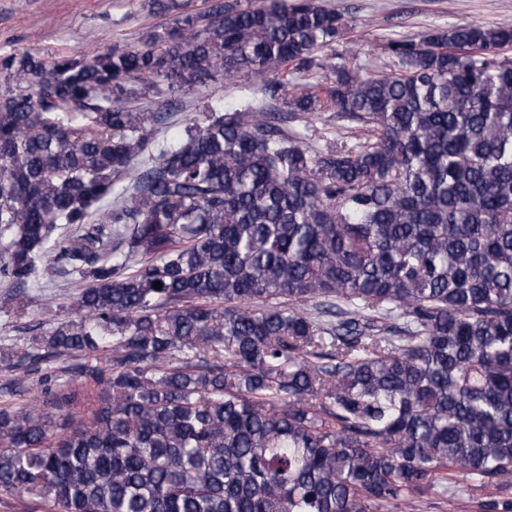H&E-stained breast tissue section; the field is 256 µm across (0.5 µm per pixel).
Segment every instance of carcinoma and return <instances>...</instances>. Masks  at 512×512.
<instances>
[{
	"label": "carcinoma",
	"instance_id": "cac0c4a2",
	"mask_svg": "<svg viewBox=\"0 0 512 512\" xmlns=\"http://www.w3.org/2000/svg\"><path fill=\"white\" fill-rule=\"evenodd\" d=\"M152 8L134 45L0 54V283L17 317L82 283L0 350L37 388L0 408V494L399 512L467 476L512 512V24L390 39L378 73L323 62L349 21L322 0ZM224 76L261 81L158 140L156 103ZM74 288H78L74 277H55L54 284L48 283L45 288L33 292L27 316L15 322V319L7 316L3 313V308L1 309L8 295L9 288H4L0 284V347L22 346L27 342L29 333L18 329V325H23L20 323L30 325L41 323L42 329L48 330L50 325L47 320L51 316L50 314L55 315L58 312L59 304L63 302L61 296L58 295L65 290H72ZM50 310H52V313Z\"/></svg>",
	"mask_w": 512,
	"mask_h": 512
}]
</instances>
